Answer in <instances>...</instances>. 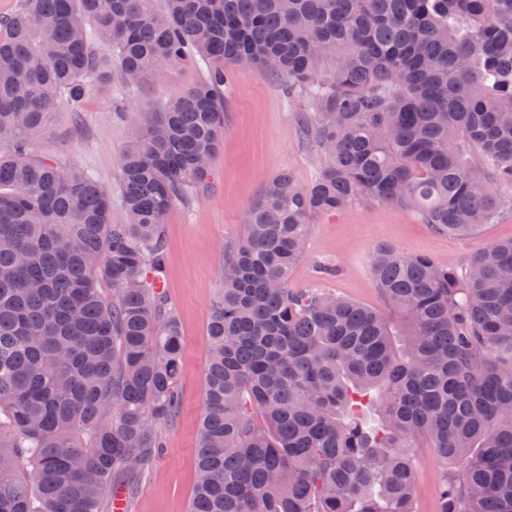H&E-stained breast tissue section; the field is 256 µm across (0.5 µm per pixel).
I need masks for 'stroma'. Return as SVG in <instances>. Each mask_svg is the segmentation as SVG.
Segmentation results:
<instances>
[{
  "label": "stroma",
  "mask_w": 512,
  "mask_h": 512,
  "mask_svg": "<svg viewBox=\"0 0 512 512\" xmlns=\"http://www.w3.org/2000/svg\"><path fill=\"white\" fill-rule=\"evenodd\" d=\"M206 74L204 65H191L171 71L161 84L132 86L113 73L109 83L91 91L81 114L52 113L47 130L33 142V152L66 167L88 169L101 185L116 187L119 159L134 128L157 104L185 94ZM224 103V140L213 177L198 198L171 209L165 226L164 293L185 336L180 410L173 424L158 425L162 445L153 450L145 469L118 474L126 491L125 512H187L196 479L207 327L220 287L224 247L240 236L266 177L286 170L304 185L325 162L299 130V120L313 111V102L304 93H289L284 79L247 67L227 68ZM509 239L512 192H503L492 223L461 238L437 233L410 209L356 201L334 215L312 216L308 251L292 273V284L319 285L378 308L382 301L370 272L378 246L428 256L461 272L474 254ZM415 457L413 506L416 512H438L441 465L428 448L416 449Z\"/></svg>",
  "instance_id": "35a3bbf8"
}]
</instances>
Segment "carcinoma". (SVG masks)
I'll use <instances>...</instances> for the list:
<instances>
[{
	"mask_svg": "<svg viewBox=\"0 0 512 512\" xmlns=\"http://www.w3.org/2000/svg\"><path fill=\"white\" fill-rule=\"evenodd\" d=\"M200 63L120 157L126 223L91 173L31 152L112 68L143 84ZM229 65L308 91L302 135L326 162L305 187L265 180L224 249L189 512H415L423 446L447 469L439 512H512V239L462 273L377 248L391 317L291 284L311 216L353 200L455 236L495 215L512 0H22L0 18V512H103L116 472L160 447L184 340L164 227L212 175Z\"/></svg>",
	"mask_w": 512,
	"mask_h": 512,
	"instance_id": "carcinoma-1",
	"label": "carcinoma"
}]
</instances>
